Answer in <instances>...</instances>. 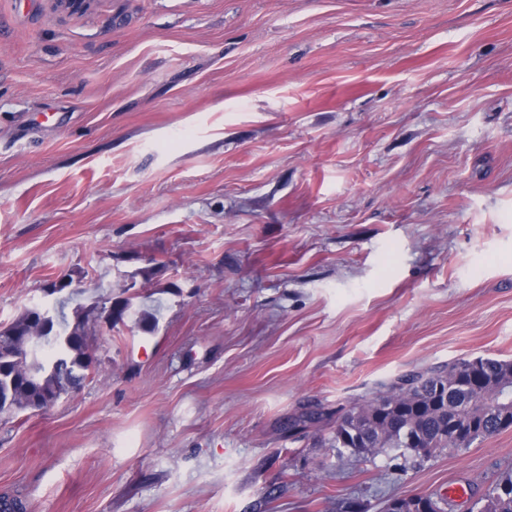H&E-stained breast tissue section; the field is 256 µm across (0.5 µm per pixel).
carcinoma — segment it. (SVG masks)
<instances>
[{
    "mask_svg": "<svg viewBox=\"0 0 512 512\" xmlns=\"http://www.w3.org/2000/svg\"><path fill=\"white\" fill-rule=\"evenodd\" d=\"M65 306L61 303L32 351L22 337L9 334L27 326L29 311L0 329V415L39 407L35 397L54 404L92 375L94 358L84 329L89 310L76 306L70 321ZM507 388L512 389V361L493 357L459 358L405 374L385 395L338 418L330 447L339 458L346 451L366 457L384 453L406 463L418 461L421 448L461 452L512 427V409L499 407ZM450 421L474 435L448 443ZM481 502L479 512H512V476L490 486Z\"/></svg>",
    "mask_w": 512,
    "mask_h": 512,
    "instance_id": "1",
    "label": "carcinoma"
}]
</instances>
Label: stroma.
Listing matches in <instances>:
<instances>
[{
    "mask_svg": "<svg viewBox=\"0 0 512 512\" xmlns=\"http://www.w3.org/2000/svg\"><path fill=\"white\" fill-rule=\"evenodd\" d=\"M78 272L114 301L91 379L0 417L27 512H471L512 428L408 466L328 439L512 360V0H0V325Z\"/></svg>",
    "mask_w": 512,
    "mask_h": 512,
    "instance_id": "stroma-1",
    "label": "stroma"
}]
</instances>
